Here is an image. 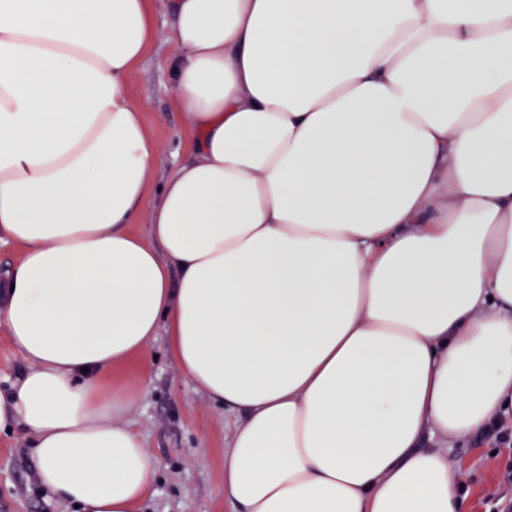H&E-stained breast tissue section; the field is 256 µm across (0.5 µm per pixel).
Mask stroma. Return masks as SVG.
<instances>
[{"instance_id": "35a3bbf8", "label": "stroma", "mask_w": 512, "mask_h": 512, "mask_svg": "<svg viewBox=\"0 0 512 512\" xmlns=\"http://www.w3.org/2000/svg\"><path fill=\"white\" fill-rule=\"evenodd\" d=\"M156 37L135 65L130 94L148 105L149 133L169 147L183 136L175 93L165 69L173 45L168 39L172 20L163 0H149ZM110 383L141 386L143 394L128 415L154 466L147 499L136 512H225L224 413L193 389L167 352L165 337L149 347L147 359H132L113 369ZM448 454L462 472L468 512H486L487 500L512 497L503 480L508 457L493 438L478 436L455 444ZM38 464L23 430L0 434V512H75L54 498L37 479Z\"/></svg>"}]
</instances>
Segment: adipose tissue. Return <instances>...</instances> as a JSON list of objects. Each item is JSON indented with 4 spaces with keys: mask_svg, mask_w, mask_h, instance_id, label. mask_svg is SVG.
I'll use <instances>...</instances> for the list:
<instances>
[{
    "mask_svg": "<svg viewBox=\"0 0 512 512\" xmlns=\"http://www.w3.org/2000/svg\"><path fill=\"white\" fill-rule=\"evenodd\" d=\"M166 7L153 196L148 0H0V432L134 512L140 394L106 378L163 336L230 420L227 512H466L448 447L512 413V0ZM165 1L149 0L156 37L145 57L135 65L128 84L130 94L148 104L145 123L149 133L174 150L183 136L181 118L174 104L175 93L165 69V60L173 50L168 40L172 20ZM27 367L22 356L13 347L6 328L0 325V385H7L18 373Z\"/></svg>",
    "mask_w": 512,
    "mask_h": 512,
    "instance_id": "obj_1",
    "label": "adipose tissue"
}]
</instances>
